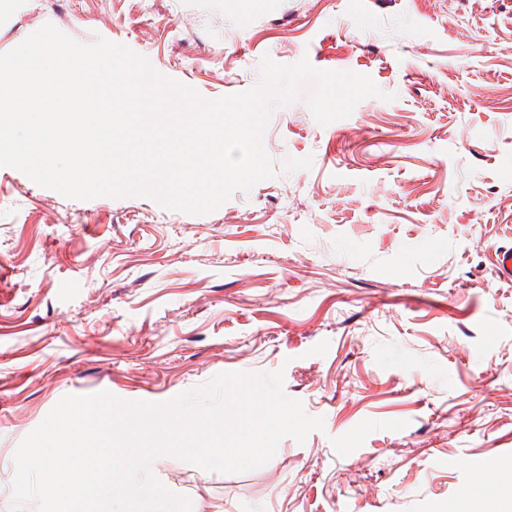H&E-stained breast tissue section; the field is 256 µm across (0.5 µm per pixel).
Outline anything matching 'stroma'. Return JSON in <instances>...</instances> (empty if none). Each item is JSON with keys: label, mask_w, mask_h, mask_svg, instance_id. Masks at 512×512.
<instances>
[{"label": "stroma", "mask_w": 512, "mask_h": 512, "mask_svg": "<svg viewBox=\"0 0 512 512\" xmlns=\"http://www.w3.org/2000/svg\"><path fill=\"white\" fill-rule=\"evenodd\" d=\"M48 23L207 99L266 55L396 98L323 126L306 82L263 136L273 177L206 215L0 167V512H38L14 454L65 395L279 369L324 430L249 472L158 457L193 512H506L512 468L479 462L512 458V0H0V53Z\"/></svg>", "instance_id": "35a3bbf8"}]
</instances>
